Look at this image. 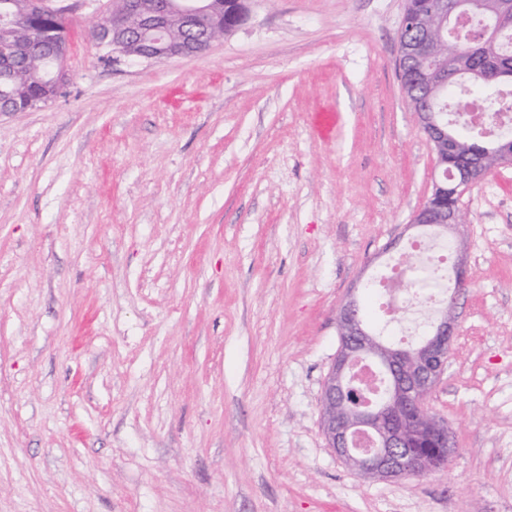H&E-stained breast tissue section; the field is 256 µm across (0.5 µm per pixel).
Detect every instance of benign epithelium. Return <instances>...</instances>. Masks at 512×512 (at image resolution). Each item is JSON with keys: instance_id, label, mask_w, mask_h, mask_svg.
Returning <instances> with one entry per match:
<instances>
[{"instance_id": "1", "label": "benign epithelium", "mask_w": 512, "mask_h": 512, "mask_svg": "<svg viewBox=\"0 0 512 512\" xmlns=\"http://www.w3.org/2000/svg\"><path fill=\"white\" fill-rule=\"evenodd\" d=\"M244 0H122L112 7V32L95 28L101 44L112 40L105 57L112 61H166L201 53L224 34L238 27L233 6ZM476 11L486 16L474 42L496 47L503 33L512 30V0H438L435 21L404 12L400 31L414 33L417 43L401 42L399 59L417 60L414 76L424 80L438 67V47L445 41L460 43L459 28ZM61 17L47 0H30L26 11L0 25V40L9 42L20 28L38 16ZM470 80L495 82L512 80V72L498 67L470 71ZM65 83L62 69H52L48 94L36 101L16 104L0 98V112H25L53 101ZM417 120L437 155L439 175L433 190L460 196L459 188L481 180L479 168L460 169L449 160L455 151L454 129L430 109L416 112ZM485 152L496 155L503 165H512V138H497ZM460 224L458 205L440 212L425 204L406 228L419 232L426 227L442 234L454 232ZM339 334L344 336L335 361L328 371L321 393L322 428L327 446L349 468L381 479L423 477L442 468L455 453L448 424L429 410L426 399L448 364V351L455 333V316L448 310L433 315L429 333L409 354L384 343L360 315L355 293H349L337 312ZM370 361L393 372L392 384L373 402L358 400L345 413L338 412V395L352 381L353 365Z\"/></svg>"}]
</instances>
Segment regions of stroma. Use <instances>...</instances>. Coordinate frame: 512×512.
Here are the masks:
<instances>
[{
	"mask_svg": "<svg viewBox=\"0 0 512 512\" xmlns=\"http://www.w3.org/2000/svg\"><path fill=\"white\" fill-rule=\"evenodd\" d=\"M0 112V512H512V165L462 194L467 284L427 398L457 448L369 479L328 448L337 311L430 197L405 0H245L209 50L102 62ZM340 121L321 137L313 115Z\"/></svg>",
	"mask_w": 512,
	"mask_h": 512,
	"instance_id": "35a3bbf8",
	"label": "stroma"
}]
</instances>
